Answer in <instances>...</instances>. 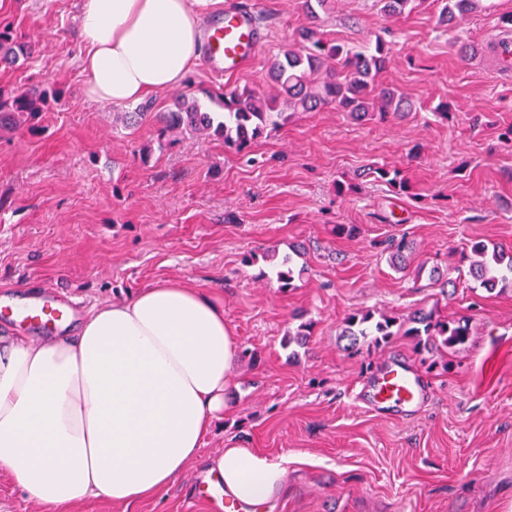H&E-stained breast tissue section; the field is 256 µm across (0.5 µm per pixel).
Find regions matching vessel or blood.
Segmentation results:
<instances>
[{
	"instance_id": "obj_1",
	"label": "vessel or blood",
	"mask_w": 512,
	"mask_h": 512,
	"mask_svg": "<svg viewBox=\"0 0 512 512\" xmlns=\"http://www.w3.org/2000/svg\"><path fill=\"white\" fill-rule=\"evenodd\" d=\"M265 32L254 12L228 10L209 22L205 32V64L215 74H237L256 59ZM43 330L66 325L73 318L70 305L46 293L32 301L0 305V317ZM364 402L378 412L401 414L420 412L428 403L430 391L423 377L409 364L387 363L363 382Z\"/></svg>"
}]
</instances>
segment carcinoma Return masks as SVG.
I'll use <instances>...</instances> for the list:
<instances>
[{
    "label": "carcinoma",
    "instance_id": "carcinoma-1",
    "mask_svg": "<svg viewBox=\"0 0 512 512\" xmlns=\"http://www.w3.org/2000/svg\"><path fill=\"white\" fill-rule=\"evenodd\" d=\"M381 14L388 18L401 17L418 8L424 0H376ZM441 22H448L454 14L467 13L481 7V0H440ZM27 52L17 39L12 25L0 21V62L14 63ZM390 48L381 41L362 48L324 41L313 28L298 32V40L282 56L276 58L268 70L271 85L277 93L260 92L243 87L230 94L217 93L212 98L220 111L205 108L199 103H182L174 112H166L162 119L164 131L179 128L212 131L224 139V144L243 150L269 128L279 126L283 112L278 105L279 95L288 98V106L295 112H314L334 107L347 113L354 121H368L374 116L385 117L392 112L404 114L406 99L395 88L377 82L388 60ZM47 93H36L17 88L0 91V126L13 124L19 115L34 117L43 111ZM376 179L387 183L401 193H410V183L396 168L375 167ZM410 241L406 237L392 241L389 262L400 272L408 268L406 252ZM460 261H468L470 274L488 292L498 286L512 284V253L493 248L482 242L471 245L470 252L461 253ZM279 288H288L294 279L293 260L285 256L273 267ZM417 340L418 349L441 340V345L454 348L467 342L470 336L464 319L440 318L433 311L419 309L401 321L382 314L374 319L370 311L351 314L345 320L343 335L352 345L360 342L377 347L390 343L398 334Z\"/></svg>",
    "mask_w": 512,
    "mask_h": 512
}]
</instances>
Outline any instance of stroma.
Returning <instances> with one entry per match:
<instances>
[{
  "label": "stroma",
  "mask_w": 512,
  "mask_h": 512,
  "mask_svg": "<svg viewBox=\"0 0 512 512\" xmlns=\"http://www.w3.org/2000/svg\"><path fill=\"white\" fill-rule=\"evenodd\" d=\"M223 3L253 8L265 27L254 63L224 77L196 65L147 96L133 125L127 106L85 96L83 0H0L31 49L0 65V89L61 93L0 129V301L50 291L87 310L166 280L212 294L250 355L201 453L244 446L288 461L283 489L255 512H512V285L485 291L459 263L475 241L512 251V141L499 136L512 124V76L486 51L512 39L499 23L512 0H483L446 26L437 0L400 18L375 0H334L314 19L304 0ZM309 26L349 46L383 38L391 58L379 80L406 92L413 112L357 123L333 107L289 111L243 151L209 132L160 134V113L180 102L267 89L270 64ZM463 42L483 56L463 58ZM372 165L398 168L411 193L367 176ZM339 224L357 235L336 234ZM401 236L413 244L404 272L383 251ZM272 254L293 257L288 289L269 278ZM418 308L466 317L467 343L421 353L399 335L348 349L349 314ZM305 323L307 344L289 343ZM396 357L431 388L413 417L359 397ZM206 477L196 463L156 498L93 499L78 512H215L195 499Z\"/></svg>",
  "instance_id": "1"
}]
</instances>
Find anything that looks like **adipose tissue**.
Masks as SVG:
<instances>
[{
	"instance_id": "obj_1",
	"label": "adipose tissue",
	"mask_w": 512,
	"mask_h": 512,
	"mask_svg": "<svg viewBox=\"0 0 512 512\" xmlns=\"http://www.w3.org/2000/svg\"><path fill=\"white\" fill-rule=\"evenodd\" d=\"M212 3L84 0L87 97L126 105L181 85ZM238 354L223 308L175 281L90 308L73 335L0 338V475L46 512L155 498L223 420ZM209 471L255 505L282 489L286 466L233 447Z\"/></svg>"
}]
</instances>
